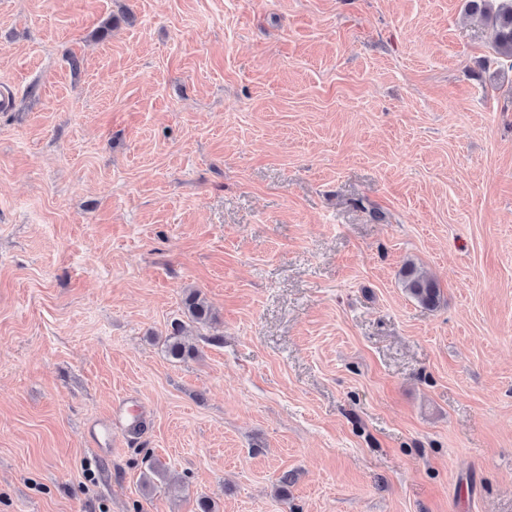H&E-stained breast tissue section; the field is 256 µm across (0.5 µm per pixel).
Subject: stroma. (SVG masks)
Listing matches in <instances>:
<instances>
[{"instance_id":"35a3bbf8","label":"stroma","mask_w":512,"mask_h":512,"mask_svg":"<svg viewBox=\"0 0 512 512\" xmlns=\"http://www.w3.org/2000/svg\"><path fill=\"white\" fill-rule=\"evenodd\" d=\"M2 83L0 512H512V68L466 0H0ZM405 291L426 308H435L441 301L439 286L413 262L407 261L399 271ZM185 314L190 323L203 324L210 319V310L198 293L189 294L184 301Z\"/></svg>"}]
</instances>
